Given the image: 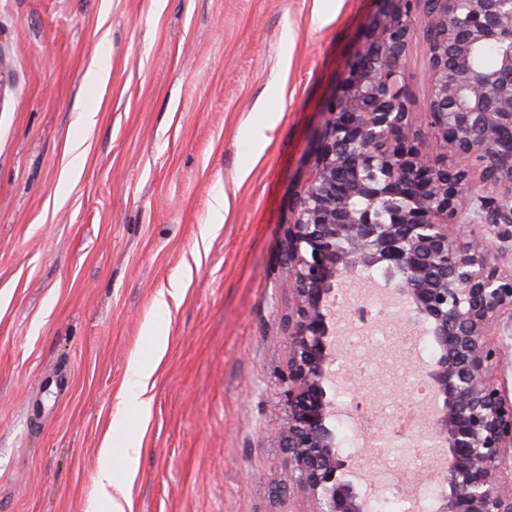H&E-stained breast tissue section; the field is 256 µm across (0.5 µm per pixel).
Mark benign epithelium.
Listing matches in <instances>:
<instances>
[{"instance_id": "1", "label": "benign epithelium", "mask_w": 512, "mask_h": 512, "mask_svg": "<svg viewBox=\"0 0 512 512\" xmlns=\"http://www.w3.org/2000/svg\"><path fill=\"white\" fill-rule=\"evenodd\" d=\"M327 105L311 179L294 202L283 262L296 306L279 377L285 448L277 491L308 512H372L373 481L340 452L335 379L339 286L366 273L402 299L401 320L433 347L425 376L446 444L436 512H512V399L487 337L512 316V272L483 235L512 237V0H383ZM421 25L429 87L417 127L401 66ZM493 63L482 64L483 51ZM439 145L422 152L426 139Z\"/></svg>"}]
</instances>
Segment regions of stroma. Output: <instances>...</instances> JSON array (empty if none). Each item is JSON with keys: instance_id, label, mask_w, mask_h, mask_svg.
Wrapping results in <instances>:
<instances>
[{"instance_id": "35a3bbf8", "label": "stroma", "mask_w": 512, "mask_h": 512, "mask_svg": "<svg viewBox=\"0 0 512 512\" xmlns=\"http://www.w3.org/2000/svg\"><path fill=\"white\" fill-rule=\"evenodd\" d=\"M323 2L0 0V512H97L107 445L130 512H303L272 494L295 306L281 246L383 7L334 0L318 27ZM427 66L414 34L402 72L419 125ZM389 330L355 389L383 415L415 405L420 373L413 335ZM156 331L149 412L122 411Z\"/></svg>"}]
</instances>
